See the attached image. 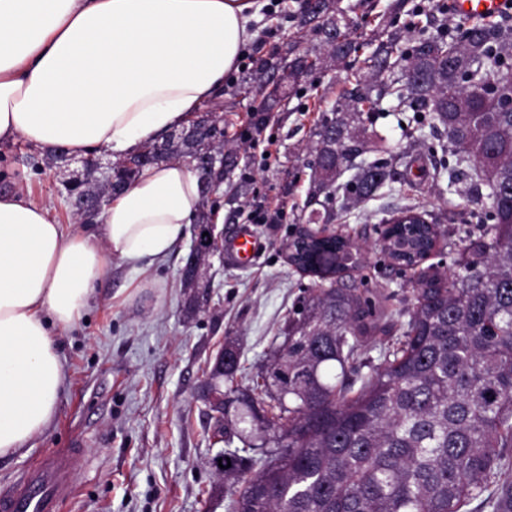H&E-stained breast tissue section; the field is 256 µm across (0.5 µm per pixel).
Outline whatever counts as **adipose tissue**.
Listing matches in <instances>:
<instances>
[{
	"label": "adipose tissue",
	"mask_w": 512,
	"mask_h": 512,
	"mask_svg": "<svg viewBox=\"0 0 512 512\" xmlns=\"http://www.w3.org/2000/svg\"><path fill=\"white\" fill-rule=\"evenodd\" d=\"M260 0H0V144L120 158L221 99ZM182 160L145 168L99 215L64 226L13 182L0 190V459L49 427L66 370L49 326L81 319L112 261L165 259L201 207Z\"/></svg>",
	"instance_id": "ef3b65f1"
}]
</instances>
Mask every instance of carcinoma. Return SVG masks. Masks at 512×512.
Wrapping results in <instances>:
<instances>
[{
	"mask_svg": "<svg viewBox=\"0 0 512 512\" xmlns=\"http://www.w3.org/2000/svg\"><path fill=\"white\" fill-rule=\"evenodd\" d=\"M312 2L300 24L323 36L324 51L289 58L276 81L257 60L243 80L261 98L259 124L317 67L362 47L335 0ZM382 35L343 109L322 116L307 146L306 206H322L329 224L337 192L346 210L376 196L395 172L363 158L365 123L412 112L418 128L448 130L449 174L473 170L466 199L486 226L465 242L457 271L420 274L406 321L384 291L336 277L358 264L359 246L313 243L323 283L294 309L252 384L234 385L231 340L234 358L210 372L228 403L216 435L228 445L220 474L232 512H469L474 502L512 512V23ZM241 150L218 123L203 137L180 129L116 162L110 186L87 169L81 190L110 197L146 166L214 155L227 177ZM417 228L384 247L387 257L424 261L435 237ZM378 336L387 341L375 364L367 347ZM236 439L242 447H230Z\"/></svg>",
	"mask_w": 512,
	"mask_h": 512,
	"instance_id": "1",
	"label": "carcinoma"
}]
</instances>
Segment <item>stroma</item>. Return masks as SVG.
Instances as JSON below:
<instances>
[{"label": "stroma", "instance_id": "obj_1", "mask_svg": "<svg viewBox=\"0 0 512 512\" xmlns=\"http://www.w3.org/2000/svg\"><path fill=\"white\" fill-rule=\"evenodd\" d=\"M338 6L347 10L357 28L361 56H369L375 33L394 14V0H338ZM300 12L301 0H270L253 26L255 38L239 71L224 80L219 105L228 136L244 143L231 183L246 185L248 193L240 207L223 204L215 210V233L224 240L239 226L249 227L263 245L259 260L246 269L217 252L206 275L209 285L194 302L181 277L191 236L152 264L151 288L131 298L119 289L133 283L135 274L112 262L97 282L96 300L83 320L52 332L68 369L56 417L44 435L19 454L0 460V490L20 479L44 453L78 443L86 462L61 512H231L215 467L218 447L212 422L196 398L197 388L228 339L240 352L242 370L235 382L247 386L299 300L313 289L315 277L291 266L286 251L309 188L305 146L323 113L331 112L354 85L349 63H337L309 77L266 126H254L258 101L239 90L254 60L277 64L286 58L289 46L302 53L319 44L312 33L298 27L295 18ZM408 119L405 112L384 113L370 127L379 156L391 159L397 174L375 199L350 212H337L331 225L365 247L363 261L349 271V280L361 288L390 285L394 307L404 311L410 307L418 273L393 267L382 252L379 220L384 212H426L439 233L430 263L450 272L464 241L482 228L479 207L455 192L440 167L446 130L418 133ZM33 154L21 143L0 146V183L24 180L61 223H70L61 194L64 172L34 173L28 165ZM421 163L427 169L422 178L417 175ZM258 207L276 214V222L254 223L250 213Z\"/></svg>", "mask_w": 512, "mask_h": 512}]
</instances>
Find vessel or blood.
Listing matches in <instances>:
<instances>
[{
  "label": "vessel or blood",
  "mask_w": 512,
  "mask_h": 512,
  "mask_svg": "<svg viewBox=\"0 0 512 512\" xmlns=\"http://www.w3.org/2000/svg\"><path fill=\"white\" fill-rule=\"evenodd\" d=\"M456 15L463 18L494 16L512 10V0H453ZM237 263L251 265L260 254V244L250 231L224 243ZM83 462V450L65 448L42 456L9 487L0 491V512H60L73 494L72 478Z\"/></svg>",
  "instance_id": "obj_1"
}]
</instances>
